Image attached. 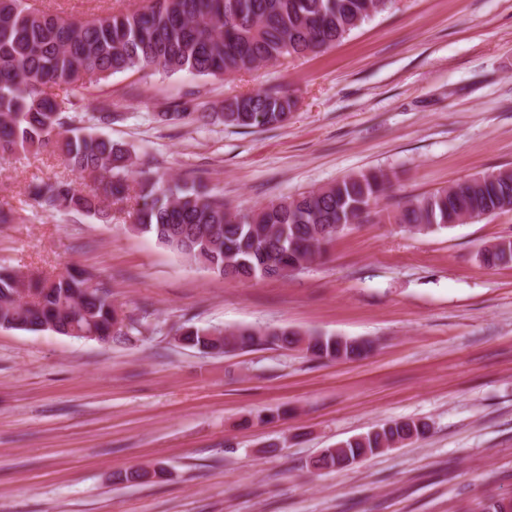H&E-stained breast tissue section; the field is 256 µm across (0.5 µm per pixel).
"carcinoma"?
<instances>
[{
  "label": "carcinoma",
  "instance_id": "carcinoma-1",
  "mask_svg": "<svg viewBox=\"0 0 512 512\" xmlns=\"http://www.w3.org/2000/svg\"><path fill=\"white\" fill-rule=\"evenodd\" d=\"M393 0H147L137 10L70 20L40 11L29 0H0V158L52 146L76 176L102 185L87 193L61 177L41 178L28 195L46 211H76L105 218L112 206L135 199L128 212L134 230L150 234L201 269L226 279H287L326 253L336 226L348 229L371 213L390 186L389 175L369 170L294 197L249 210L224 203V195L200 181H165L137 167L124 144L75 125L67 108L46 88L71 90L107 83L113 75L146 68L167 73L233 76L286 58L322 52L344 40ZM297 100L259 89L224 100L220 112H160L179 123L215 119L226 126L264 129L288 120ZM92 119L117 118L112 100L92 105ZM512 206V170L458 182L407 202L392 216L410 230L433 231L479 219ZM489 266L512 263V247L493 243L481 252ZM0 328L51 330L84 339L130 340L134 321L117 320L109 290L83 273L24 278L0 268ZM180 342L202 353L229 354L262 345L309 356L353 361L372 349L369 340L288 329L183 325ZM421 420L390 421L326 448L312 460L317 470L336 471L350 461L377 455L424 436ZM155 470L130 469L126 483L148 482Z\"/></svg>",
  "mask_w": 512,
  "mask_h": 512
}]
</instances>
